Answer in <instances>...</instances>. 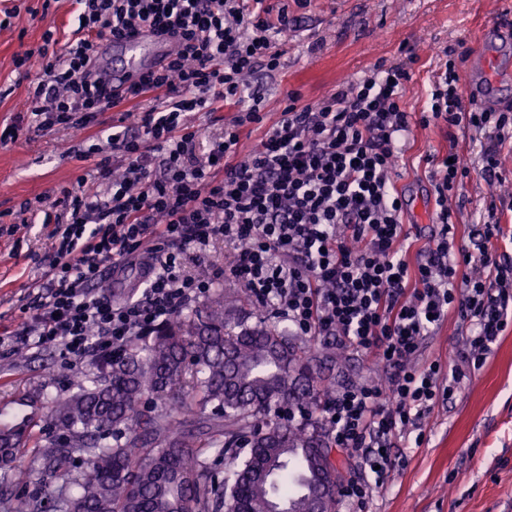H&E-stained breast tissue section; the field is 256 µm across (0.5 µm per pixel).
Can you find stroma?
I'll return each instance as SVG.
<instances>
[{"mask_svg":"<svg viewBox=\"0 0 512 512\" xmlns=\"http://www.w3.org/2000/svg\"><path fill=\"white\" fill-rule=\"evenodd\" d=\"M19 7L9 26L0 27V130L10 126L31 87L14 59L35 47L45 29L59 40L72 37L71 0H53L50 13L31 17L38 0H0ZM512 0H308L306 7L289 4L301 28L283 45L281 69L257 75L268 119H276L288 92L302 101L327 95L337 83L364 77L377 63L412 59V79L405 102L408 111L427 107L431 82L442 51H463L459 75L469 90L485 83L481 64L483 34L496 30L501 8ZM112 115L101 112L90 132L59 129L33 134L0 145V211L16 212L32 203L34 219L18 225L15 235L0 237V329L16 330V315L29 288L38 285L47 256L49 229L40 217L65 187L79 176H92L90 145L105 144ZM472 149L469 131H448L446 125H413L397 167V186L408 206L404 222L410 233L429 237L435 212L434 188L427 176L430 158L444 155L450 145ZM458 192L466 204L459 212L456 243L473 244L469 232L483 213L489 189L471 173ZM464 327L456 316L424 342L429 359L456 358ZM312 348L336 355V382L387 381L389 367L347 353L333 352L324 338ZM90 364L69 369L54 350L22 351L0 357V423L34 417L38 437L48 440L55 429L44 414L35 413L29 396L48 403L87 385ZM422 445L403 449L404 465L396 467L370 504L371 512H512V328L494 346L485 367L461 383L452 403L437 406L426 418Z\"/></svg>","mask_w":512,"mask_h":512,"instance_id":"obj_1","label":"stroma"}]
</instances>
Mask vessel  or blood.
<instances>
[{"instance_id": "b4317fda", "label": "vessel or blood", "mask_w": 512, "mask_h": 512, "mask_svg": "<svg viewBox=\"0 0 512 512\" xmlns=\"http://www.w3.org/2000/svg\"><path fill=\"white\" fill-rule=\"evenodd\" d=\"M101 47L112 50L113 59L111 64L99 67L95 77L118 98L145 72L163 67L177 53L179 43L169 33L144 28L103 41Z\"/></svg>"}]
</instances>
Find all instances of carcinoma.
I'll return each instance as SVG.
<instances>
[{"label":"carcinoma","instance_id":"1","mask_svg":"<svg viewBox=\"0 0 512 512\" xmlns=\"http://www.w3.org/2000/svg\"><path fill=\"white\" fill-rule=\"evenodd\" d=\"M94 368L89 386L47 407L67 441L42 442L29 419L0 425V455L33 448L40 462L0 484L60 485L55 501L31 497L11 512H71L73 501L84 512L317 509L321 472L336 468L317 412L334 388L285 328L244 323L220 292ZM209 455L230 461L218 483Z\"/></svg>","mask_w":512,"mask_h":512}]
</instances>
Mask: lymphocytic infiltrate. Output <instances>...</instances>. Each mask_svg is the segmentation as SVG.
Segmentation results:
<instances>
[{
	"mask_svg": "<svg viewBox=\"0 0 512 512\" xmlns=\"http://www.w3.org/2000/svg\"><path fill=\"white\" fill-rule=\"evenodd\" d=\"M77 36L16 56L35 75L22 105L36 128L89 129L117 112L106 148L90 145L93 183L62 189L51 224L44 281L19 309L22 328L0 332V355L48 347L65 366L107 362L135 337L209 298L230 281L296 336L392 368L387 384L350 383L321 407L334 447L357 472L343 483L348 512H368L397 465L396 451L422 444L423 421L480 371L512 326V251L500 248L503 212L490 202L472 248L457 247L449 198L471 171L449 149L431 172L436 230L409 260L405 199L396 161L411 129L404 106L407 64H376L314 102L288 93L279 117L264 121L250 77L277 71L279 43L300 28L277 0H74ZM143 27L170 31L181 47L166 66L113 101L95 78L100 42ZM462 56L449 49L421 124L442 123L484 138L487 184L501 180L500 148L512 140V113L467 105ZM230 111L220 133L190 124L195 112ZM264 124L259 144L241 141ZM228 252L218 255L217 244ZM138 262L141 292L112 302L93 284L107 266ZM459 312L468 324L461 367L421 362V348Z\"/></svg>",
	"mask_w": 512,
	"mask_h": 512,
	"instance_id": "lymphocytic-infiltrate-1",
	"label": "lymphocytic infiltrate"
}]
</instances>
